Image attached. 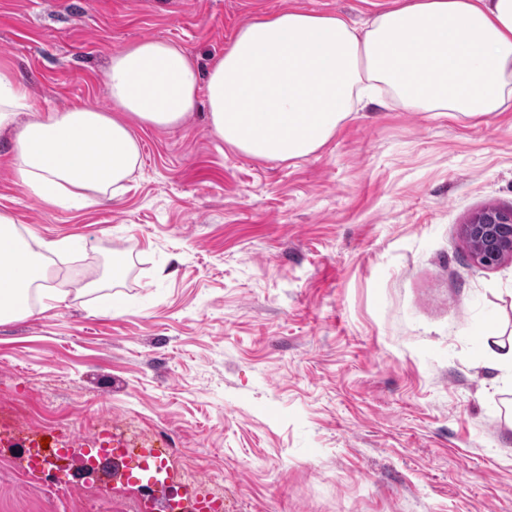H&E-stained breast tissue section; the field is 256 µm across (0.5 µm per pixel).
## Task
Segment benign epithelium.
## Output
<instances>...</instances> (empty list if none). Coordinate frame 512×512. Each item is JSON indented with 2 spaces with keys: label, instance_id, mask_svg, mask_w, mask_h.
<instances>
[{
  "label": "benign epithelium",
  "instance_id": "obj_1",
  "mask_svg": "<svg viewBox=\"0 0 512 512\" xmlns=\"http://www.w3.org/2000/svg\"><path fill=\"white\" fill-rule=\"evenodd\" d=\"M473 261L484 267L512 256V210L489 208L464 225Z\"/></svg>",
  "mask_w": 512,
  "mask_h": 512
}]
</instances>
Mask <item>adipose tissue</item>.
I'll return each mask as SVG.
<instances>
[{
	"instance_id": "ef3b65f1",
	"label": "adipose tissue",
	"mask_w": 512,
	"mask_h": 512,
	"mask_svg": "<svg viewBox=\"0 0 512 512\" xmlns=\"http://www.w3.org/2000/svg\"><path fill=\"white\" fill-rule=\"evenodd\" d=\"M112 107L50 110L26 123L27 88L0 67V135L12 134L20 181L46 205L83 210L121 196L141 164L134 127L174 129L198 105L224 143L258 159L316 153L368 102L482 118L512 105V0H394L363 25L308 11L240 26L207 75L174 42L114 53ZM63 241L21 239L0 212V323L69 292L47 285Z\"/></svg>"
}]
</instances>
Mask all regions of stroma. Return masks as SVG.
Masks as SVG:
<instances>
[{"label":"stroma","instance_id":"35a3bbf8","mask_svg":"<svg viewBox=\"0 0 512 512\" xmlns=\"http://www.w3.org/2000/svg\"><path fill=\"white\" fill-rule=\"evenodd\" d=\"M392 0H0V63L33 110L111 105L112 54L148 38L208 71L238 27L282 10L359 23ZM118 199L38 202L0 137V212L68 240L52 282L91 292L0 324V512H84L28 483L29 441L168 448L172 492L224 512H512V378L479 334L512 333V258L475 265L463 226L512 210V106L486 118L352 113L315 154L257 160L193 112L136 128ZM91 512H132L144 484L84 475Z\"/></svg>","mask_w":512,"mask_h":512}]
</instances>
